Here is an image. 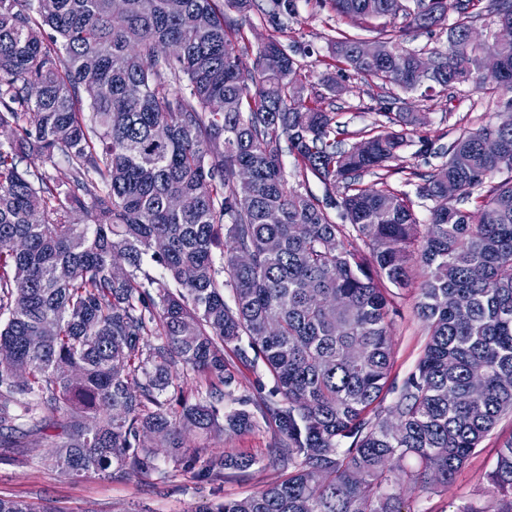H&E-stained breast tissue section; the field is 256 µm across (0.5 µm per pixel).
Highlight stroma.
<instances>
[{"label": "stroma", "instance_id": "1", "mask_svg": "<svg viewBox=\"0 0 512 512\" xmlns=\"http://www.w3.org/2000/svg\"><path fill=\"white\" fill-rule=\"evenodd\" d=\"M386 26L378 21L369 28L362 21L337 15L320 0H297L296 14L284 20L281 27L254 21L247 32L249 43L242 57L243 67L249 75H258V50L272 36L286 50L295 51L302 66L304 85L313 91L323 108L335 110L338 121L345 123L348 130L345 143L350 146L358 142L361 131L378 121L384 98L398 95L399 90L383 85L374 77L350 71L339 73L333 65L329 40L339 30L374 40ZM330 76L339 83V92L326 87L325 81ZM406 99L413 111L424 113L425 125L418 128L416 136L408 138L397 160L380 175H366L362 184L375 188L383 183L406 193L419 224L423 225L429 219L432 203L417 194L420 175L434 172L445 163L446 149L462 131L499 122L507 109L503 96L489 84L481 88L466 85L453 92L437 89L424 94L415 92L407 94ZM423 137L434 142L433 154H420L419 140ZM410 276V286L394 294L391 330L394 366L390 381L396 386L415 368L426 342L425 326L415 312L424 267L414 265ZM224 358L234 368L236 399L245 400L247 410H256L273 384L265 365L259 361L242 364L229 348L225 349ZM235 401L225 402L223 412L235 410ZM511 438L512 417L508 416L485 437L448 488L425 495L403 490L401 497L406 508L410 512H457L458 508L471 507L475 512H483L493 503L489 474L497 451ZM276 441L274 430L264 424L241 434L192 432L184 437L187 453L197 458L192 471L175 468L161 452L155 470L148 473L123 470L109 477L91 474L73 478L40 464V457L54 443L52 437L42 439L36 448L25 447L19 440L11 447H0V497L27 501L38 512H202L211 503L246 497L276 479L273 472L258 466L244 477L206 473L205 461L212 451L221 449L263 459L274 452Z\"/></svg>", "mask_w": 512, "mask_h": 512}]
</instances>
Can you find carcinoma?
<instances>
[{
  "label": "carcinoma",
  "mask_w": 512,
  "mask_h": 512,
  "mask_svg": "<svg viewBox=\"0 0 512 512\" xmlns=\"http://www.w3.org/2000/svg\"><path fill=\"white\" fill-rule=\"evenodd\" d=\"M0 0V443L63 428L46 463L69 476L155 469V447L194 468L182 434L248 432L263 422L278 448L264 468L277 479L202 512H403L401 490L446 488L502 417L512 414V178L482 194L485 179L512 171V126L465 131L417 192L433 202L427 231L404 194L367 189L419 112H393L342 148L336 113L311 106L301 64L274 37L245 74L218 0ZM474 0H321L365 21L410 17L448 25L431 53L432 77L404 31L360 55L362 39L331 38L340 70L372 75L405 93L426 82L455 90L475 82L512 93V43L472 36ZM278 26L296 0H224ZM123 15L112 23L111 10ZM456 18L448 22V13ZM512 25V0H490ZM497 51L487 76L480 56ZM98 62L83 80L85 61ZM90 112L80 108L82 96ZM164 125L167 138L155 140ZM401 130H395V127ZM493 136L498 151L483 141ZM302 181L343 189L322 203L288 186L281 140ZM65 165L60 185L52 170ZM247 167L252 180H236ZM457 193L448 196L446 183ZM175 195L194 207L174 211ZM338 206L335 223L327 209ZM356 237L368 251H351ZM241 251L251 264L237 262ZM150 257L161 275L143 263ZM426 276L416 311L427 340L401 387L393 366L392 298L409 264ZM128 266L124 279L110 273ZM229 275L233 304L224 300ZM247 338V347L238 345ZM263 362L274 384L258 413L220 415L234 399L224 347ZM204 377L205 397L169 410L172 369ZM396 397L384 405L385 395ZM411 459L414 466L399 462ZM259 461L212 453L209 472L240 476ZM489 512H512V439L498 450ZM0 512H37L0 498Z\"/></svg>",
  "instance_id": "obj_1"
}]
</instances>
